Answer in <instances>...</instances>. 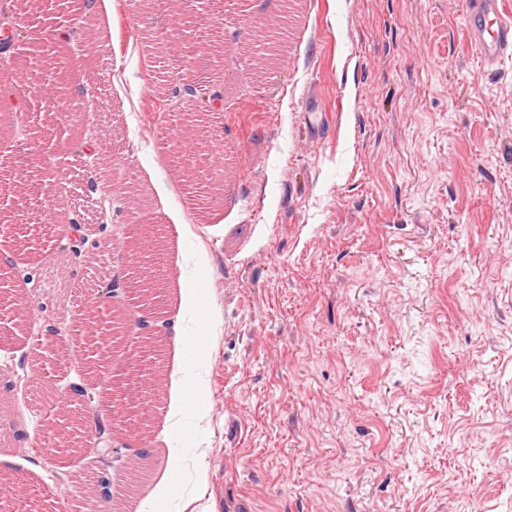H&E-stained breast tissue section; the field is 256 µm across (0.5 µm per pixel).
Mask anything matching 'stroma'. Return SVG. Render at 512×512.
Wrapping results in <instances>:
<instances>
[{
  "label": "stroma",
  "mask_w": 512,
  "mask_h": 512,
  "mask_svg": "<svg viewBox=\"0 0 512 512\" xmlns=\"http://www.w3.org/2000/svg\"><path fill=\"white\" fill-rule=\"evenodd\" d=\"M471 0H290L274 58L256 46L278 0H107L93 42H46L69 66L64 109L40 92L0 99V294L70 326L93 279L124 275L157 225L171 326L148 422L125 406L119 455L73 452L58 478L29 450L56 414L22 319L0 316V491L31 485L26 512H78L89 467L121 485L132 451L147 476L122 512H512V56L475 49ZM208 87L173 111L145 59ZM97 142L90 189L85 145ZM225 184L194 209L180 163ZM54 171L72 187L45 229L121 226L74 256L20 240L10 185ZM198 318L175 335L182 255ZM39 272L38 281L26 280ZM206 370L204 417L171 429L173 382ZM180 449L182 482L158 487Z\"/></svg>",
  "instance_id": "1"
}]
</instances>
